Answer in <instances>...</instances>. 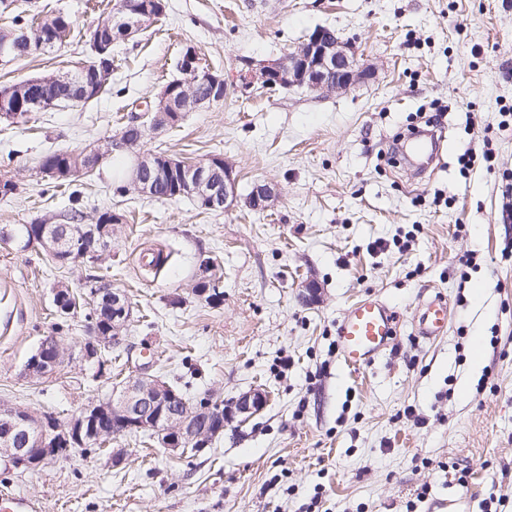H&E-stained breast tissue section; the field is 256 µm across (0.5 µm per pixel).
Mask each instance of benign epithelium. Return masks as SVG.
Returning <instances> with one entry per match:
<instances>
[{
    "label": "benign epithelium",
    "instance_id": "1",
    "mask_svg": "<svg viewBox=\"0 0 512 512\" xmlns=\"http://www.w3.org/2000/svg\"><path fill=\"white\" fill-rule=\"evenodd\" d=\"M113 19L123 24L130 37L134 36L144 23V14L136 0H117ZM89 43L91 57L77 66L81 75L94 73L101 82H107L111 69L108 67V49L103 42V27L90 30ZM184 78L180 84L194 86L199 81L212 85L217 95L202 97L195 93L187 98L186 106L197 109L219 102L224 98V79L201 66L196 51L186 50L181 60ZM370 75V71L360 64L351 44L339 37L329 38L317 31L308 41L288 54L284 60L262 67L249 73V83L267 88L304 87L321 95L342 93ZM72 73L53 74L51 78L67 85L68 98L74 101L83 96L84 86L71 80ZM14 87L0 90V118L15 120L19 113L11 104ZM152 112L150 128L158 129L172 125L180 118L175 110L173 87L167 85L161 91ZM114 149H134V144L123 136L109 141L105 151L92 150L88 156L102 161ZM217 162L186 163L178 159H164L159 156L141 155L130 177V183L141 194H153L152 183L145 173L154 170H179L181 191L208 200L214 210H230L239 205L253 209H264L276 197L275 188L262 183L256 185L250 194L242 199L236 191V179L232 169L224 167V182L214 180ZM104 229L90 225L86 239V255L93 258L101 255L107 246ZM92 305L112 313V321L120 324L132 318V307L120 291L106 283L99 285L90 294ZM113 336H103L96 327H91L90 343L84 345L81 354L84 360L94 361L101 351L112 346ZM63 347L55 336L44 339L39 350L25 364V371L31 378H42L51 374L60 363ZM182 398L167 383L141 372L121 390L112 393V402L98 405L93 403L67 422H59L56 417L23 415V410L10 408L0 410V458L17 467L36 469L57 458L61 451L83 448L100 439L97 431V417L112 413V435L120 436L148 430L156 435L161 447L174 452H185L189 447L200 445L224 429V405L207 399L191 411L179 407ZM265 403L260 393H246L236 404V411L247 420L259 412Z\"/></svg>",
    "mask_w": 512,
    "mask_h": 512
}]
</instances>
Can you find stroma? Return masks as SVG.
<instances>
[{
    "instance_id": "35a3bbf8",
    "label": "stroma",
    "mask_w": 512,
    "mask_h": 512,
    "mask_svg": "<svg viewBox=\"0 0 512 512\" xmlns=\"http://www.w3.org/2000/svg\"><path fill=\"white\" fill-rule=\"evenodd\" d=\"M58 8L74 38L0 64V87L88 59L102 4L36 0L33 10ZM318 27L352 40L372 76L329 96L244 85L250 68L284 58ZM190 48L223 77L222 101L147 132L137 152L108 156L70 184L44 175L48 153L106 147L135 106L180 78ZM115 54L112 92L0 121V180L17 184L0 196V230L68 223L75 204L87 224L106 210L120 218L94 263L60 266L41 246L0 241V408L64 421L144 370L228 408L255 389L268 401L247 421L231 417L201 452L119 436L35 470L0 463V491L35 497L43 512H301L316 494L320 512H512V263L500 254L512 239L501 214L512 125L500 124L512 107V0H167L165 16ZM435 100L453 104L437 128L449 148L420 176L390 147ZM485 141L494 171L462 177L459 155ZM139 152L195 162L218 154L239 196L266 181L277 197L260 212H213L187 198L113 195L116 164ZM379 239L409 247L370 252ZM149 253L164 264L146 267ZM467 254L476 266L464 283L456 267ZM206 259L223 286L217 303L192 291ZM103 274L133 306L108 370L79 357L90 306L61 318L53 304L58 283L84 296ZM476 282L486 287L480 307ZM434 291L448 298V331L425 340L412 319ZM176 295L184 302L174 307ZM367 296L396 307L400 332L352 373L336 323ZM47 335L60 337L64 356L36 381L23 368ZM114 447L126 451L118 467Z\"/></svg>"
}]
</instances>
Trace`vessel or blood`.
<instances>
[{"label": "vessel or blood", "mask_w": 512, "mask_h": 512, "mask_svg": "<svg viewBox=\"0 0 512 512\" xmlns=\"http://www.w3.org/2000/svg\"><path fill=\"white\" fill-rule=\"evenodd\" d=\"M406 141L422 167H430L441 154L436 135L429 131L409 133ZM401 317L385 300L367 297L353 303L336 324V344L345 368L358 372L390 349ZM448 330V302L435 295L428 298L415 317V333L434 339ZM0 512H42L38 500L12 493H0Z\"/></svg>", "instance_id": "b4317fda"}]
</instances>
